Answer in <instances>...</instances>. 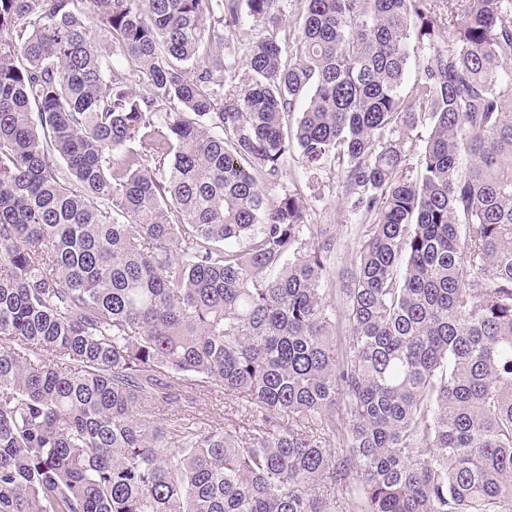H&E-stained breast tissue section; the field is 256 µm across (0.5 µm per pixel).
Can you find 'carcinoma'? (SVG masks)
<instances>
[{
    "mask_svg": "<svg viewBox=\"0 0 512 512\" xmlns=\"http://www.w3.org/2000/svg\"><path fill=\"white\" fill-rule=\"evenodd\" d=\"M292 161L355 226L335 281ZM219 394L248 426L156 416ZM324 489L512 512V0H0V512Z\"/></svg>",
    "mask_w": 512,
    "mask_h": 512,
    "instance_id": "cac0c4a2",
    "label": "carcinoma"
}]
</instances>
